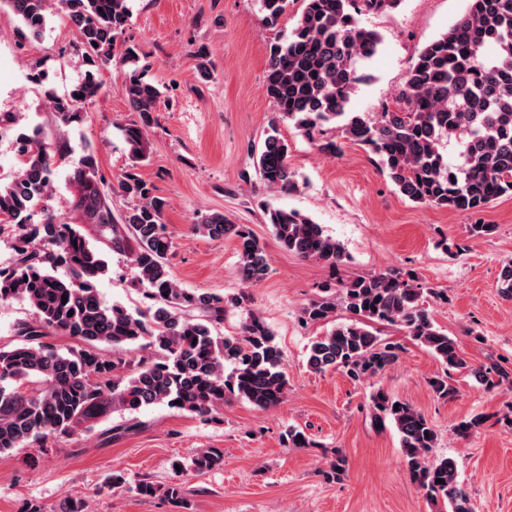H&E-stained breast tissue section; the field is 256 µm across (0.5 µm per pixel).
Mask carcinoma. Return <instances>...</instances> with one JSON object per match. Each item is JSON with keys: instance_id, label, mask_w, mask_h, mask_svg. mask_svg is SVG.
<instances>
[{"instance_id": "cac0c4a2", "label": "carcinoma", "mask_w": 512, "mask_h": 512, "mask_svg": "<svg viewBox=\"0 0 512 512\" xmlns=\"http://www.w3.org/2000/svg\"><path fill=\"white\" fill-rule=\"evenodd\" d=\"M52 0H0L28 33L46 28ZM401 0H302L293 30L270 49L264 88L275 115L256 161V172L270 191L295 190L289 147L278 124L291 121L312 138L326 124L342 121L345 138L367 146L382 161L398 191L410 201L458 212L477 213L491 201L512 196V0H468L465 13L448 31L422 47L404 86L376 118L348 111L361 60L372 58L379 34L359 24L358 16L395 9ZM293 0H260L276 24ZM74 31V49L87 66L82 80L65 97L48 94L59 124L82 119L81 108L99 90L98 72L113 64L128 67L124 91L137 120L122 128L132 164L118 182L131 206L116 215L109 193L98 181L94 153L83 156L71 179L79 187L73 207L94 226L98 244L74 224L58 219L50 204L51 185L64 153L35 133L20 139L16 175L0 182V224L17 238L13 267L0 269V302L20 298L35 319L19 325L20 342L0 346V453L49 436L91 431L114 412L130 415L158 404L209 417L229 399L260 410L280 405L288 387L282 355L265 322L251 313L235 335L220 334L224 298L183 288L172 276L168 256L173 243L165 234L166 203L140 176L150 155L149 132L155 124L159 90L146 82L137 45L117 39L129 19L127 0H57ZM494 49L490 57L485 55ZM454 141L462 160L448 164L444 146ZM42 213V222L33 217ZM267 224L282 248L332 269L345 259L342 245L321 225L296 210L268 208ZM192 231L237 243L243 281L257 285L269 275L266 247L245 224L224 213L205 214ZM129 256L131 282L144 307L133 312L105 302L96 287L108 268L106 252ZM66 269L59 276L56 270ZM67 302H62V297ZM440 294L394 270L358 276L336 284V294L306 304V325L333 324L312 341L307 367L313 372L340 369L351 380L376 377L399 358L402 346L380 338L373 324L407 331L443 366L429 381L440 398L454 395L451 373L472 375L488 389L508 382L512 370L499 365L475 367L456 341L433 321L427 297ZM70 336L84 344L61 352L43 341ZM112 346V356L97 345ZM375 424L392 425L413 479L451 512H472L457 479L454 460L426 461L438 436L410 403L377 389L370 396ZM176 476L203 474L224 465V452L203 448L177 462ZM444 483L439 484L437 480ZM140 495H162L183 503L180 483L167 486L143 480Z\"/></svg>"}]
</instances>
